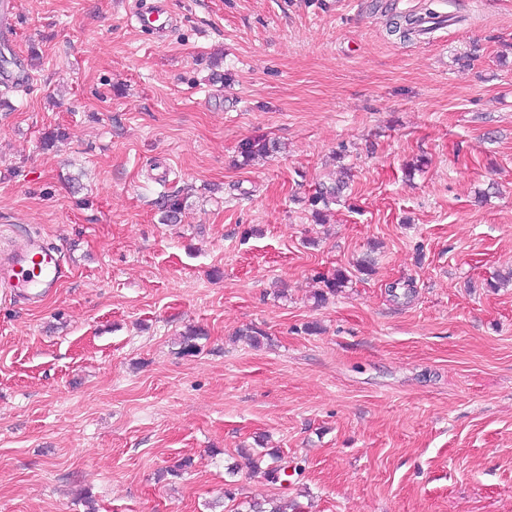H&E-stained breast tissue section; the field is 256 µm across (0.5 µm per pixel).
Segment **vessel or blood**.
<instances>
[{"label": "vessel or blood", "instance_id": "1", "mask_svg": "<svg viewBox=\"0 0 512 512\" xmlns=\"http://www.w3.org/2000/svg\"><path fill=\"white\" fill-rule=\"evenodd\" d=\"M133 16L142 28L153 29L160 24L171 28L178 23L167 0H141ZM63 276L59 252L34 236L24 239L7 256L0 258V288L17 298L38 300L56 288Z\"/></svg>", "mask_w": 512, "mask_h": 512}]
</instances>
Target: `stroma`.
I'll use <instances>...</instances> for the list:
<instances>
[{
  "label": "stroma",
  "mask_w": 512,
  "mask_h": 512,
  "mask_svg": "<svg viewBox=\"0 0 512 512\" xmlns=\"http://www.w3.org/2000/svg\"><path fill=\"white\" fill-rule=\"evenodd\" d=\"M133 2L15 0L0 45V253L66 269L0 293V512H512V0H169L160 38ZM260 446L301 476L225 500ZM186 198L178 193L162 194L159 201L161 213L160 221L163 224H177L185 208ZM64 277L59 252L37 237H28L0 260V288L10 296L37 301Z\"/></svg>",
  "instance_id": "stroma-1"
}]
</instances>
